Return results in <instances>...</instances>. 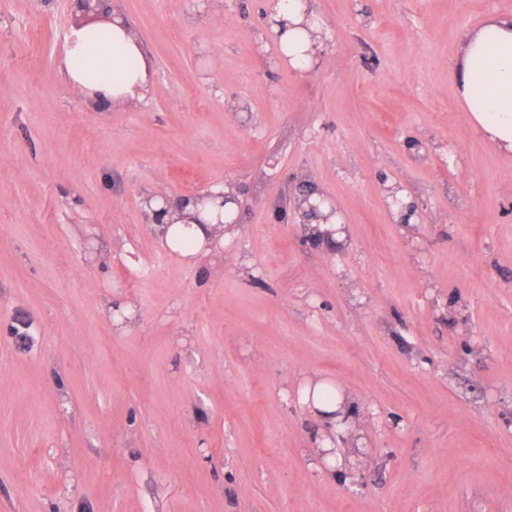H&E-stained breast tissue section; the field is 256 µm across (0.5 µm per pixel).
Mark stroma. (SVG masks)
<instances>
[{
  "instance_id": "stroma-1",
  "label": "stroma",
  "mask_w": 512,
  "mask_h": 512,
  "mask_svg": "<svg viewBox=\"0 0 512 512\" xmlns=\"http://www.w3.org/2000/svg\"><path fill=\"white\" fill-rule=\"evenodd\" d=\"M275 2L112 0L151 89L93 111L60 70L73 0H0V512H512V154L454 79L512 0H316L308 74ZM394 183L423 224L394 223ZM217 185L223 246L150 235L146 194ZM303 185L345 250L306 241ZM311 378L355 402L333 477ZM296 208L301 218V224H329L326 229L323 224L321 225L320 230H325L320 232V238L333 245L341 243L335 239V235L346 234L347 229L345 223L341 222L340 210L331 198L308 191L306 194H300ZM335 217L336 223L332 222Z\"/></svg>"
}]
</instances>
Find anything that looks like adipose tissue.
Segmentation results:
<instances>
[{"instance_id": "adipose-tissue-1", "label": "adipose tissue", "mask_w": 512, "mask_h": 512, "mask_svg": "<svg viewBox=\"0 0 512 512\" xmlns=\"http://www.w3.org/2000/svg\"><path fill=\"white\" fill-rule=\"evenodd\" d=\"M270 32L292 66H300L307 50L321 46L323 26L313 0H278L269 15ZM68 84L94 108L144 97L150 64L139 39L120 12L102 24L71 27L62 61ZM457 97L488 139L500 150L512 152V16H492L467 34L455 71ZM219 199L205 204L185 201L173 206L153 229L164 244L192 257L184 248L193 239L204 248L214 233ZM300 401L320 421V445H329V433L352 419L354 403L325 381L305 382Z\"/></svg>"}]
</instances>
